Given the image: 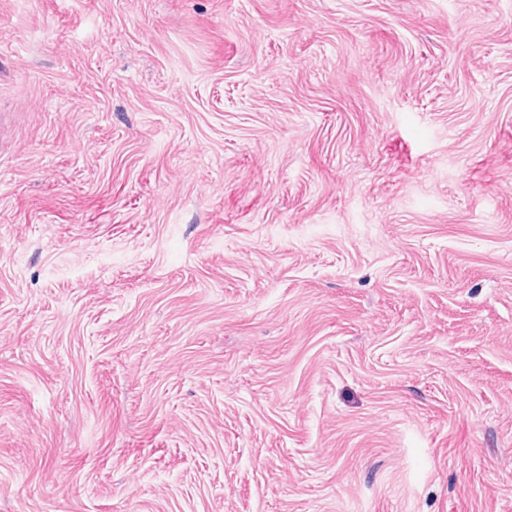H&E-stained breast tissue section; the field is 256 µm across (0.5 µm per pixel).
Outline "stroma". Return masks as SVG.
<instances>
[{"label": "stroma", "mask_w": 512, "mask_h": 512, "mask_svg": "<svg viewBox=\"0 0 512 512\" xmlns=\"http://www.w3.org/2000/svg\"><path fill=\"white\" fill-rule=\"evenodd\" d=\"M0 512H512V0H0Z\"/></svg>", "instance_id": "1"}]
</instances>
